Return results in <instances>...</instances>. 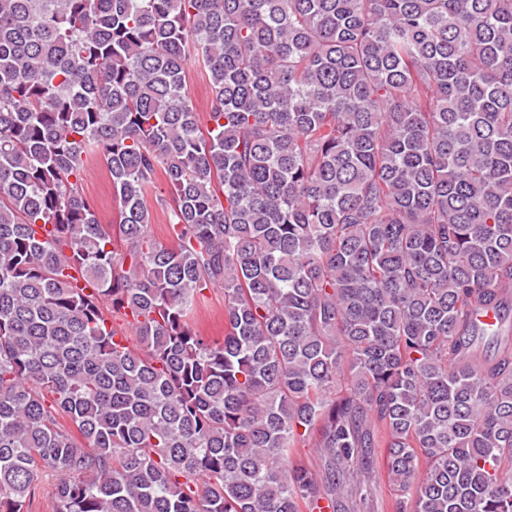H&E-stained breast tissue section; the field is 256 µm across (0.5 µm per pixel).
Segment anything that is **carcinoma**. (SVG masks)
Masks as SVG:
<instances>
[{
  "mask_svg": "<svg viewBox=\"0 0 512 512\" xmlns=\"http://www.w3.org/2000/svg\"><path fill=\"white\" fill-rule=\"evenodd\" d=\"M380 471L512 512V0H0V512H363ZM187 94L201 119L205 122L212 98V88L208 79L199 73V66L194 60L187 63ZM82 192L95 204L102 224H113L117 220V205L112 184L103 167L97 163L87 166L81 184ZM195 331L209 342L224 339V290L211 288L197 300L190 317ZM54 477L42 476L34 496L27 505V512H55V502L52 497Z\"/></svg>",
  "mask_w": 512,
  "mask_h": 512,
  "instance_id": "obj_1",
  "label": "carcinoma"
}]
</instances>
